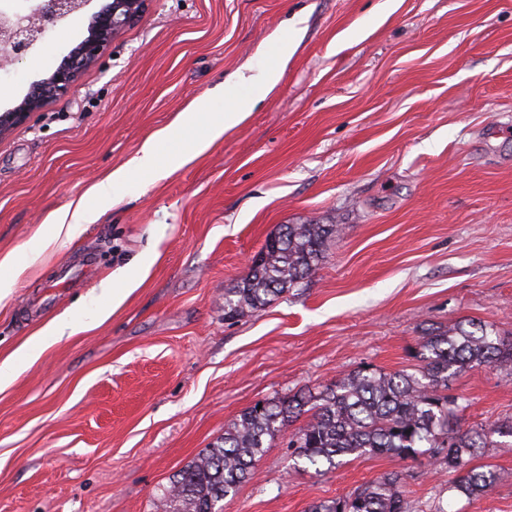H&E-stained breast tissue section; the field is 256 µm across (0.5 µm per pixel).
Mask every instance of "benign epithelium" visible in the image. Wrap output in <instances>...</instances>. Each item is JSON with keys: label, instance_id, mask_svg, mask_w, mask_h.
I'll list each match as a JSON object with an SVG mask.
<instances>
[{"label": "benign epithelium", "instance_id": "benign-epithelium-1", "mask_svg": "<svg viewBox=\"0 0 512 512\" xmlns=\"http://www.w3.org/2000/svg\"><path fill=\"white\" fill-rule=\"evenodd\" d=\"M92 0H34L27 13L0 14V62L26 56L45 34ZM145 0H109L93 13L88 35L63 57L46 78L33 83L22 101L0 113V138L25 123L45 104L67 97L80 75L107 54L112 40L142 11Z\"/></svg>", "mask_w": 512, "mask_h": 512}]
</instances>
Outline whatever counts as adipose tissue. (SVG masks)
<instances>
[{
    "instance_id": "adipose-tissue-1",
    "label": "adipose tissue",
    "mask_w": 512,
    "mask_h": 512,
    "mask_svg": "<svg viewBox=\"0 0 512 512\" xmlns=\"http://www.w3.org/2000/svg\"><path fill=\"white\" fill-rule=\"evenodd\" d=\"M278 68L265 69L250 92H241L237 83L224 85V116L222 119H211L208 101L197 100L182 112L173 126L167 130L170 138L179 139L187 146L185 154L178 159H170L161 154L155 140H147L134 160L136 168L147 177L173 171L178 164H183L194 155L206 150L225 132L241 123L254 104L264 97L278 82Z\"/></svg>"
}]
</instances>
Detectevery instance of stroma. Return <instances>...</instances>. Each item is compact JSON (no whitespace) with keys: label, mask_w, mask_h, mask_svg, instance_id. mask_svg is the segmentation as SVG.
Segmentation results:
<instances>
[{"label":"stroma","mask_w":512,"mask_h":512,"mask_svg":"<svg viewBox=\"0 0 512 512\" xmlns=\"http://www.w3.org/2000/svg\"><path fill=\"white\" fill-rule=\"evenodd\" d=\"M72 15L0 76L16 106L87 34ZM292 51L277 85L222 139L146 178L131 160L197 99L224 112L225 79ZM126 169L71 242L48 219ZM281 224H336L315 275L263 310L224 317ZM93 248L75 290L61 265ZM0 512H166L173 475L245 408L319 392L360 367L416 369L419 337L467 318L512 339V0H146L67 98L0 139ZM136 284L117 306L110 290ZM108 309L97 319L100 309ZM74 335L44 330L66 315ZM462 428L512 420V375L463 372ZM290 423L224 512H307L401 472L412 512H512L507 472L476 501L425 455L295 469ZM125 181V174L123 172H116L111 173L92 186L91 193L100 203L101 208L111 206L114 194Z\"/></svg>","instance_id":"35a3bbf8"}]
</instances>
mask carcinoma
<instances>
[{"label":"carcinoma","instance_id":"1","mask_svg":"<svg viewBox=\"0 0 512 512\" xmlns=\"http://www.w3.org/2000/svg\"><path fill=\"white\" fill-rule=\"evenodd\" d=\"M333 224H282L267 237L265 258L247 276L224 289V317L257 312L275 297L310 278L318 268ZM413 373L370 367L349 372L322 391L286 401L264 400L243 410L224 434L179 471L165 488L171 512H221V502L251 479L270 442L294 419L311 418L288 441L292 454L320 472L348 457L431 455L457 474L448 490L474 501L504 478L490 466L473 465L493 436L512 438V420L494 429L462 430L457 420L465 400L448 394L458 374L493 367L512 374V341L492 324L460 320L419 337ZM401 475L385 473L348 495L310 506L308 512H410Z\"/></svg>","mask_w":512,"mask_h":512}]
</instances>
